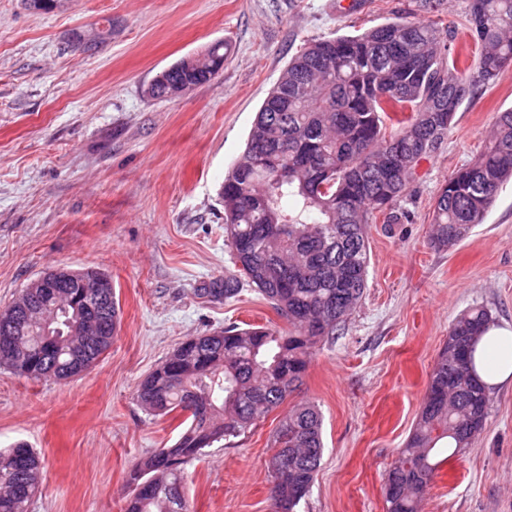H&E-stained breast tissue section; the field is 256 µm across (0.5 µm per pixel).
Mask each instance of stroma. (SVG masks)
<instances>
[{
	"label": "stroma",
	"instance_id": "obj_1",
	"mask_svg": "<svg viewBox=\"0 0 512 512\" xmlns=\"http://www.w3.org/2000/svg\"><path fill=\"white\" fill-rule=\"evenodd\" d=\"M464 0L436 13L413 0H0V307L65 267L111 275L120 325L101 360L68 381L0 367V448L41 453L29 512H120L127 474L171 445L180 413L147 415L137 385L191 336L230 323L287 320L251 286L212 301L201 285L234 271L218 191L291 57L307 42L357 34L409 12L462 23ZM231 48L210 83L174 99L146 89L215 41ZM512 109V68L479 87L422 159L403 208L410 223L369 226L360 306L313 351L291 402H314L324 453L299 512H386L384 474L400 457L454 319L484 306L512 325V183L449 251L429 244L440 187L483 150ZM483 431L435 472L420 512H512V388L489 393ZM282 409L188 464L194 512H271L267 461Z\"/></svg>",
	"mask_w": 512,
	"mask_h": 512
}]
</instances>
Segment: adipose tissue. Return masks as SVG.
I'll return each mask as SVG.
<instances>
[{
    "instance_id": "obj_1",
    "label": "adipose tissue",
    "mask_w": 512,
    "mask_h": 512,
    "mask_svg": "<svg viewBox=\"0 0 512 512\" xmlns=\"http://www.w3.org/2000/svg\"><path fill=\"white\" fill-rule=\"evenodd\" d=\"M472 367L487 389L512 386V325H486L475 344Z\"/></svg>"
}]
</instances>
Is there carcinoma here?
Segmentation results:
<instances>
[{
  "label": "carcinoma",
  "mask_w": 512,
  "mask_h": 512,
  "mask_svg": "<svg viewBox=\"0 0 512 512\" xmlns=\"http://www.w3.org/2000/svg\"><path fill=\"white\" fill-rule=\"evenodd\" d=\"M463 26L479 47L460 66L456 32L395 16L356 35L307 43L264 99L247 145L220 190L224 230L237 271L197 289L229 300L248 283L280 313L288 332L267 327L221 330L184 340L144 378L135 396L154 416L186 415L178 439L146 456L128 477L124 512H193L185 467L203 449L237 438L280 406L301 383L314 348L333 341L360 305L370 262L368 224L406 218L398 203L418 162L448 134L462 103L512 67V0H465ZM224 43L184 57L148 85L154 98H175L213 80L224 68ZM512 179V110L497 114L484 151L441 187L432 211L430 245L448 250L483 223L499 189ZM77 308L58 316L52 335L23 324L10 335L0 320V364L32 380L73 375L80 337L108 313L110 298L83 307L85 289H67ZM490 321L473 307L452 323L429 375L419 418L384 475L388 512H419L444 444L458 452L480 434L490 399L472 376L468 353ZM323 452L322 420L309 401L279 421L268 460L271 505L297 512L315 481ZM41 460L27 445L0 449L3 503L28 512Z\"/></svg>",
  "instance_id": "cac0c4a2"
}]
</instances>
